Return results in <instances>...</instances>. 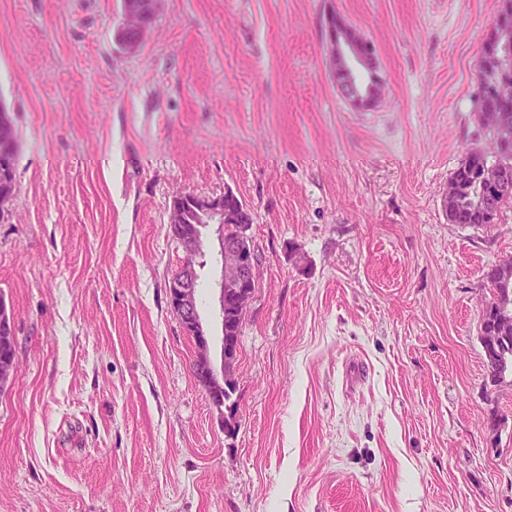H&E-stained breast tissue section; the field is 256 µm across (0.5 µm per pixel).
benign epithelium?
I'll return each instance as SVG.
<instances>
[{
  "instance_id": "7a95c632",
  "label": "benign epithelium",
  "mask_w": 512,
  "mask_h": 512,
  "mask_svg": "<svg viewBox=\"0 0 512 512\" xmlns=\"http://www.w3.org/2000/svg\"><path fill=\"white\" fill-rule=\"evenodd\" d=\"M165 0H121L122 20L115 32L118 48L127 55H137L145 47L160 15ZM326 39L332 48L333 74H346L348 79L336 85L340 95L360 106H368L378 92L376 86H366L355 80L350 65L354 60L366 67L373 64L370 45L356 38L348 29L328 21ZM18 150V136L10 117L0 114V156ZM253 223L252 213L232 191L219 197H200L180 193L173 197L168 224L183 260L167 286L168 304L177 316L182 331L192 337L196 349L195 367L202 376L208 396L221 395L233 385L231 368L236 359V337L232 325L244 317L248 304L258 287L259 261L247 244L248 232L238 224ZM210 224L220 226L222 280L220 312L222 323L221 371L210 360V340L207 336L197 300L202 249V230ZM485 370L489 382L500 385L512 375V306L501 305L494 315L492 335L482 337ZM16 367L15 354H0V383L8 382Z\"/></svg>"
}]
</instances>
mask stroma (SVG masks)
<instances>
[{"label":"stroma","instance_id":"obj_1","mask_svg":"<svg viewBox=\"0 0 512 512\" xmlns=\"http://www.w3.org/2000/svg\"><path fill=\"white\" fill-rule=\"evenodd\" d=\"M502 0H166L123 54L119 0H0L19 149L0 216L14 377L0 512H512V385L485 378L484 278L512 209L448 220L478 134L477 50ZM380 86L337 92L325 29ZM251 209L259 285L235 409L167 302L180 192ZM201 317L221 352L220 228ZM234 416L236 431L221 422ZM326 39L332 48L335 81L336 74L344 73L348 76V79H345L342 83H336L338 92L343 98L360 106L370 105L377 96L378 87L366 86L357 82L350 65V59L364 68L371 66L373 64V52L368 53L366 51V49H371V46L356 38L346 27L336 26V19L334 18L328 21Z\"/></svg>","mask_w":512,"mask_h":512}]
</instances>
